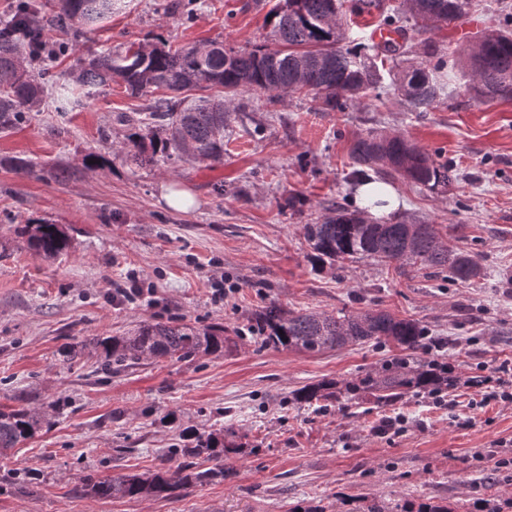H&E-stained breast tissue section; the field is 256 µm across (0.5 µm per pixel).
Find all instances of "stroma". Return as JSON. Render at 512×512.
Returning a JSON list of instances; mask_svg holds the SVG:
<instances>
[{
	"label": "stroma",
	"instance_id": "35a3bbf8",
	"mask_svg": "<svg viewBox=\"0 0 512 512\" xmlns=\"http://www.w3.org/2000/svg\"><path fill=\"white\" fill-rule=\"evenodd\" d=\"M168 0H126L125 8L51 61L57 82L79 58L129 42L175 46L221 42L238 50L268 44L266 15L278 0H204L192 20L169 14ZM343 0L350 44H371L382 12L360 17ZM409 63L451 67L467 39L454 26L409 27ZM460 81L425 112L410 111L390 83L347 109L329 110L302 93L269 98L245 92L250 116L224 138L220 164L173 160L134 169L117 146L120 113L149 100L112 83L66 112L46 106L0 133V408L25 406L40 431L0 457V512H388L427 503L479 512L512 497V403L484 399L472 378L495 383L512 361V100L483 101ZM401 134L454 175L452 189L388 178L403 201L400 224H432L448 249L476 255L483 276L469 282L447 269L398 272L371 259L315 271L302 227L330 208L356 211L349 157L353 139ZM95 169L83 166L86 155ZM36 163L15 170L13 159ZM70 168L71 177L54 174ZM176 183L197 201L176 211L160 185ZM300 195L296 208L286 197ZM48 221L71 237L68 252L43 259L19 243L15 225ZM138 280L142 301L118 305L116 288ZM336 314L386 311L410 318L442 341L432 358L452 364L457 381L440 398L415 390L379 406L340 398L301 407L293 392L323 380L343 382L379 369L401 351L350 345L306 354L263 345L252 319L270 302ZM220 323V355L146 360L108 371L99 353L75 359L65 346L82 336H124L145 321ZM402 415L403 431L384 436L380 420ZM223 431L238 450L225 479L163 498L84 495L87 476L117 477L181 463L188 430Z\"/></svg>",
	"mask_w": 512,
	"mask_h": 512
}]
</instances>
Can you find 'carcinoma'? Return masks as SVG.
<instances>
[{"label":"carcinoma","mask_w":512,"mask_h":512,"mask_svg":"<svg viewBox=\"0 0 512 512\" xmlns=\"http://www.w3.org/2000/svg\"><path fill=\"white\" fill-rule=\"evenodd\" d=\"M416 22L449 24L468 14L470 0H412ZM123 0H58L53 19L30 24L36 6L19 0L11 20L0 23V133L10 130L27 112L41 110L53 95L55 110L63 112L93 89L113 80L122 82L134 97L159 90L146 111L125 115L120 152L136 168L158 167L173 158L198 162H224V133L237 120L248 117L236 103L244 91L269 94L307 91L329 109L344 110L358 96L382 83L377 62H397L412 52L396 40L382 45L349 48L339 21L341 0H279L270 12V36L278 48L251 51L222 46H189L172 50L164 43L131 42L115 52L96 53L78 61L72 82L57 84L52 75L36 72L30 63L42 60L41 51L56 43L53 28L90 33ZM461 76L467 91L487 99H512V34L490 30L479 42L461 52ZM397 89L413 112H424L448 97V80L438 67L422 64L393 74ZM201 91V96H190ZM350 156L359 169L398 175L422 186L448 187L449 168L401 135L370 134L354 139ZM303 234L312 258L322 266L351 259H375L399 267H446L460 281L482 275L475 256L445 247L432 224H364L356 214L338 210L319 224H305ZM16 237L36 254L55 259L70 248V237L59 224H23ZM252 329L263 342L276 348L309 354L349 344H395L407 356L351 380L345 393L367 394L390 403L409 390H428L441 380L443 366L418 360L426 331L415 320L384 311L339 316L316 311H293L275 303L256 314ZM102 351L116 370L144 360H183L197 354L224 352V326H196L183 322H143L128 336L96 337L83 342ZM336 383L305 385L294 393L300 405L336 399ZM40 419L27 408L0 410V452L35 436ZM235 448L224 435L195 434V445L180 449L183 461L173 473L162 468L149 473L85 479L83 492L93 497H159L176 489L202 486L225 476L224 457ZM209 466H204V463Z\"/></svg>","instance_id":"obj_1"}]
</instances>
